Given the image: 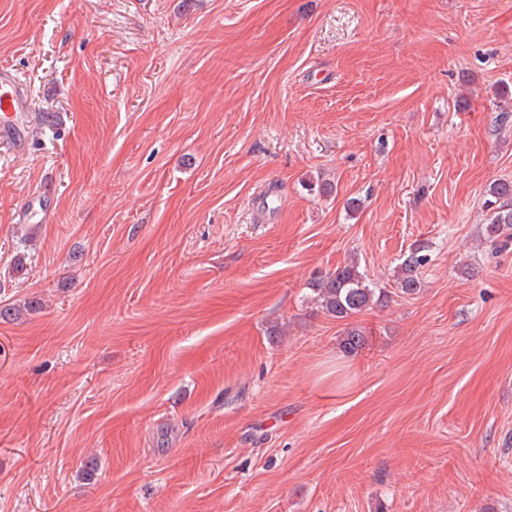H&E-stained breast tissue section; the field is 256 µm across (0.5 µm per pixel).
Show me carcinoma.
<instances>
[{
	"label": "carcinoma",
	"mask_w": 512,
	"mask_h": 512,
	"mask_svg": "<svg viewBox=\"0 0 512 512\" xmlns=\"http://www.w3.org/2000/svg\"><path fill=\"white\" fill-rule=\"evenodd\" d=\"M488 195L492 197L489 204L493 208L486 231L488 236L493 237L512 228V181H493L488 187ZM424 263L425 258L415 252L404 259L399 278L402 292L413 294L419 289L418 272ZM313 292L317 295L324 313L336 319H348L359 314L372 304L381 302L384 297V291L369 283L355 262L338 267L317 281L313 284ZM363 344L364 336L355 327L347 329L340 342L343 350L349 354L358 352Z\"/></svg>",
	"instance_id": "carcinoma-1"
}]
</instances>
